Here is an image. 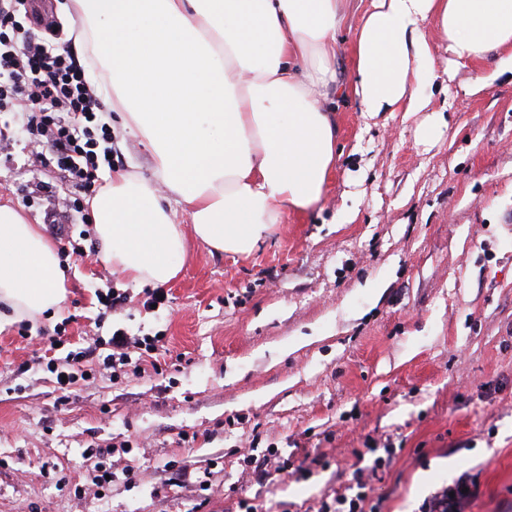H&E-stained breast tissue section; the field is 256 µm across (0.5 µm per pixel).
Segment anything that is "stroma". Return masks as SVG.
<instances>
[{
	"mask_svg": "<svg viewBox=\"0 0 512 512\" xmlns=\"http://www.w3.org/2000/svg\"><path fill=\"white\" fill-rule=\"evenodd\" d=\"M68 0H27L29 34L71 48ZM481 81V92L465 89ZM426 111L368 119L336 109V170L316 207L291 213L250 255L198 242L168 304L145 308L98 260L92 224L42 138L0 112V196L55 246L64 317L0 322V512H241L242 500L310 506L352 479L354 451L390 443L379 512H419L465 480V512H512V72L497 59L425 87ZM112 127L113 170L150 177L149 153ZM437 125L435 143L419 138ZM351 208L352 222L339 214ZM124 294L103 315L98 293ZM162 335L160 369L95 364L59 404L48 362L116 329ZM63 346H51L56 335ZM285 466L256 483L247 461ZM111 468V483L87 475ZM192 470L178 476L180 464Z\"/></svg>",
	"mask_w": 512,
	"mask_h": 512,
	"instance_id": "1",
	"label": "stroma"
}]
</instances>
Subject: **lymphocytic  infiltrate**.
<instances>
[{"label": "lymphocytic infiltrate", "mask_w": 512, "mask_h": 512, "mask_svg": "<svg viewBox=\"0 0 512 512\" xmlns=\"http://www.w3.org/2000/svg\"><path fill=\"white\" fill-rule=\"evenodd\" d=\"M16 2L0 0V112H27V130L50 142L57 168L75 188L92 191L112 138L97 119L102 105L84 67L70 54L25 36ZM381 467L378 457L357 465L355 494L324 496L315 512H377L379 505L370 497L363 475Z\"/></svg>", "instance_id": "lymphocytic-infiltrate-1"}]
</instances>
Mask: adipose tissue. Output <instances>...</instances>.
I'll return each instance as SVG.
<instances>
[{"label":"adipose tissue","mask_w":512,"mask_h":512,"mask_svg":"<svg viewBox=\"0 0 512 512\" xmlns=\"http://www.w3.org/2000/svg\"><path fill=\"white\" fill-rule=\"evenodd\" d=\"M94 91L150 153L151 178L113 173L90 201L99 259L132 283L166 284L189 240L251 254L288 213L322 197L350 96L370 116L419 112L423 73L512 59V0H372L347 83L336 34L346 0H70ZM437 23L444 45L425 31ZM65 272L47 234L0 201V308L64 312Z\"/></svg>","instance_id":"obj_1"}]
</instances>
